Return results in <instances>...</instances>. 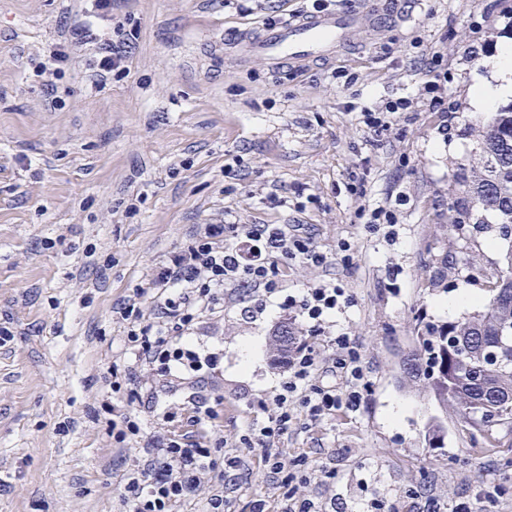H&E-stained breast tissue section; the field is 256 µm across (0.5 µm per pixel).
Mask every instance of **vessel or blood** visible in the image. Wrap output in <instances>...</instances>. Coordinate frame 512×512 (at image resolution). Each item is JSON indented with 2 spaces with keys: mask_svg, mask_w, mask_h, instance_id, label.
I'll return each mask as SVG.
<instances>
[{
  "mask_svg": "<svg viewBox=\"0 0 512 512\" xmlns=\"http://www.w3.org/2000/svg\"><path fill=\"white\" fill-rule=\"evenodd\" d=\"M374 0H358L351 10H313L290 15L287 19L263 26L244 35L242 55L257 57L272 69H303L312 61L328 59L352 41L364 18L375 13Z\"/></svg>",
  "mask_w": 512,
  "mask_h": 512,
  "instance_id": "b4317fda",
  "label": "vessel or blood"
}]
</instances>
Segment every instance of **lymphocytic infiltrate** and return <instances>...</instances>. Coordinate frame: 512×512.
I'll return each mask as SVG.
<instances>
[{
    "instance_id": "lymphocytic-infiltrate-1",
    "label": "lymphocytic infiltrate",
    "mask_w": 512,
    "mask_h": 512,
    "mask_svg": "<svg viewBox=\"0 0 512 512\" xmlns=\"http://www.w3.org/2000/svg\"><path fill=\"white\" fill-rule=\"evenodd\" d=\"M297 257L313 266L325 262L297 224L200 225L186 249L153 268L148 289H135L115 310L135 364L159 366L176 381L203 378L217 357L200 352L191 343L194 321L223 308L225 289L274 293L288 260ZM146 295L154 305L150 319L144 318L138 306L139 298ZM331 349L332 356L327 359L306 344L289 357L280 390L273 398L274 414L253 429L265 450L267 473L284 489L279 512H319L315 501L296 496L297 484L307 480L298 461L274 447L296 408H304L310 418L318 419L341 407L356 409L362 401L367 375L358 345L340 335L332 339ZM325 369L339 375L338 384L316 385L318 373ZM189 403L196 435L169 430L143 443L138 450L139 464L121 480L125 512H173L177 503L197 491L203 475L214 472L226 482L238 467L236 459L220 464L211 456L205 437L216 426L218 414L208 398L194 393Z\"/></svg>"
}]
</instances>
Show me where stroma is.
Returning a JSON list of instances; mask_svg holds the SVG:
<instances>
[{"instance_id":"35a3bbf8","label":"stroma","mask_w":512,"mask_h":512,"mask_svg":"<svg viewBox=\"0 0 512 512\" xmlns=\"http://www.w3.org/2000/svg\"><path fill=\"white\" fill-rule=\"evenodd\" d=\"M310 0H0V319L14 338L0 347V512H120V481L137 461L107 421L138 417L144 438L190 432L191 381L149 368L113 374L124 358L114 307L146 286L152 268L185 247L197 225L305 224L315 267L289 260L271 295L226 301L194 322L193 339L219 362L204 386L218 398L216 460L240 456L229 484L205 477L175 512H206L223 494L228 512L254 501L276 512L280 490L265 473L253 422L280 390L272 346L292 321H312L308 289L341 288L346 301L322 317L315 342L344 334L361 348L369 390L359 410L320 420L296 411L275 442L305 461L303 494L323 512H452L462 491L499 486L512 512V451L470 449L452 411L397 380L416 347L418 314L460 317L447 302L480 280L449 279L433 291L434 261L455 256L446 229L456 161L473 154L479 115L468 92L484 58L512 40V0H398L391 23L364 22L332 62L273 71L242 58L236 32L311 10ZM129 45L123 70L94 85L86 24ZM71 59L39 74L56 50ZM448 69L451 112L423 101L427 64ZM401 98L383 134L363 109ZM277 200H270V193ZM391 207L393 222L368 228L361 209ZM350 251H341V243ZM120 392H113V383ZM403 409L386 421L390 405ZM439 440L428 437L432 423ZM333 479L319 477V467Z\"/></svg>"}]
</instances>
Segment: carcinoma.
Instances as JSON below:
<instances>
[{"label": "carcinoma", "mask_w": 512, "mask_h": 512, "mask_svg": "<svg viewBox=\"0 0 512 512\" xmlns=\"http://www.w3.org/2000/svg\"><path fill=\"white\" fill-rule=\"evenodd\" d=\"M456 188L448 191V227L453 235L465 226L496 224L500 238L512 232V103L492 113L478 127L477 153L462 159L453 171ZM432 287L445 283L448 274L460 277L476 265L474 257L463 251L453 266L448 257ZM485 297L476 309L455 321L435 324L416 318L418 347L403 357L400 379L423 383L425 389L446 408L469 434L473 448H499V433L512 434V251L504 266L485 275ZM285 338L274 335L278 354L293 350L303 342L291 323ZM495 350L500 363L486 366V354Z\"/></svg>", "instance_id": "obj_1"}]
</instances>
